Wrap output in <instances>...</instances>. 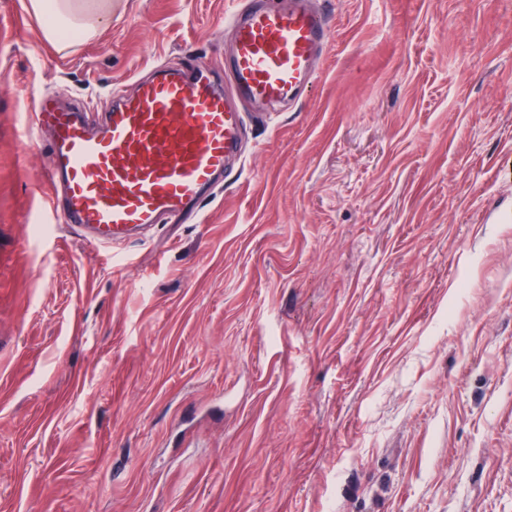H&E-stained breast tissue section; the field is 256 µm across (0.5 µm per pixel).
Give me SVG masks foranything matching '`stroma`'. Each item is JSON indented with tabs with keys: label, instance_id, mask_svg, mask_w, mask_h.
Returning a JSON list of instances; mask_svg holds the SVG:
<instances>
[{
	"label": "stroma",
	"instance_id": "stroma-1",
	"mask_svg": "<svg viewBox=\"0 0 512 512\" xmlns=\"http://www.w3.org/2000/svg\"><path fill=\"white\" fill-rule=\"evenodd\" d=\"M241 0H0V512H512V0H329L200 216L57 224L40 89L101 122ZM108 0H29L31 13L41 23L44 37L55 43L66 40L64 34H93L108 17Z\"/></svg>",
	"mask_w": 512,
	"mask_h": 512
}]
</instances>
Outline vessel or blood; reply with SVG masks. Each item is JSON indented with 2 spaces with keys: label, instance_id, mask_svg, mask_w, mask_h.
<instances>
[{
  "label": "vessel or blood",
  "instance_id": "vessel-or-blood-1",
  "mask_svg": "<svg viewBox=\"0 0 512 512\" xmlns=\"http://www.w3.org/2000/svg\"><path fill=\"white\" fill-rule=\"evenodd\" d=\"M228 80L204 62L158 69L134 95L115 96L97 129L37 99L36 135H48L42 178L57 222L90 230L99 245L131 231L176 224L231 172L241 150L245 100L263 106L295 101L311 84L328 43L327 17L314 0L288 6L248 0L230 18Z\"/></svg>",
  "mask_w": 512,
  "mask_h": 512
}]
</instances>
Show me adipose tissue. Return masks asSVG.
<instances>
[{"label":"adipose tissue","instance_id":"adipose-tissue-1","mask_svg":"<svg viewBox=\"0 0 512 512\" xmlns=\"http://www.w3.org/2000/svg\"><path fill=\"white\" fill-rule=\"evenodd\" d=\"M108 0H29L31 13L39 20L44 37L64 42L66 34H93L105 22Z\"/></svg>","mask_w":512,"mask_h":512}]
</instances>
